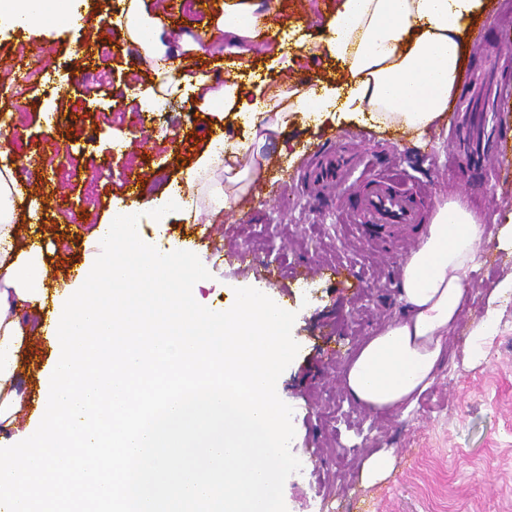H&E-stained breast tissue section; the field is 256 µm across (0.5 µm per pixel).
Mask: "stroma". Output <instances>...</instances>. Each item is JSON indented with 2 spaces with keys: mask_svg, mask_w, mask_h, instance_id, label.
I'll list each match as a JSON object with an SVG mask.
<instances>
[{
  "mask_svg": "<svg viewBox=\"0 0 512 512\" xmlns=\"http://www.w3.org/2000/svg\"><path fill=\"white\" fill-rule=\"evenodd\" d=\"M337 0H281L279 31L290 34L287 60L275 44H250L251 64L269 87L332 82L336 65L312 56L308 45L321 38L322 20ZM164 30L200 44L185 53V74L222 67L224 37L190 13L168 17ZM111 39L112 52L100 51ZM46 52L45 80L18 101L20 119L5 113L18 182H36L38 162L48 142L58 145L51 165L52 187L39 192L43 240L48 248L47 288L61 287L89 260L108 263L111 255L90 232L112 209L136 199L127 172L143 179L144 199L185 192L181 176L211 140L249 139L247 127L221 112L198 111L193 99L167 97L162 117L140 110L135 90L153 85V73L120 30L96 25L0 29V60H19L36 44ZM106 75L87 87L86 70ZM357 145L362 160L340 197L320 200L302 181L315 151ZM264 176L281 180L270 201L249 197L232 215L199 204L205 223L185 221L178 211L158 224L141 217L143 236L161 249L194 253L209 282L204 304L232 308L240 292L261 288L270 304H283L293 354L282 365L271 393L285 422V452L291 463L281 472L277 512H512V293L503 297L491 336L475 340L472 330L484 315L490 291L512 275V255L495 242L478 246L479 265L470 280V297L448 338V352L433 384L404 415L377 414L355 403L343 385V370L365 338L400 315L398 273L407 257L396 241L378 248L364 242L345 220L363 176L390 174L422 186L433 201L455 195L481 212L491 230L512 215V180L492 170L460 181L449 154L448 137L428 131L421 137L376 131L354 123L322 125L295 120L259 150ZM111 167V181L93 183L95 168ZM233 257H226L227 249ZM321 268L306 280L302 270ZM55 352L53 341L29 337L21 354L19 385L28 401L16 427H0V449L18 441L19 430L36 422L42 379ZM387 449L394 469L384 481L363 482L362 464Z\"/></svg>",
  "mask_w": 512,
  "mask_h": 512,
  "instance_id": "35a3bbf8",
  "label": "stroma"
}]
</instances>
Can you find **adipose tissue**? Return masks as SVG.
<instances>
[{
  "mask_svg": "<svg viewBox=\"0 0 512 512\" xmlns=\"http://www.w3.org/2000/svg\"><path fill=\"white\" fill-rule=\"evenodd\" d=\"M489 0H339L325 17L317 54L339 63L340 84L278 87L240 114L253 138L283 132L295 115L401 132L444 123L461 82L471 25ZM278 0H225L215 22L233 58L249 55L270 28ZM77 0H0V28L64 23L85 27ZM123 26L153 70L191 93L205 112L236 110L240 82L213 89L167 62L162 23L127 0ZM248 145L213 141L185 171L189 187L206 189L219 209L237 204L262 174ZM224 182H217V175ZM12 167L0 168V423L24 404L19 353L31 334L51 333L56 353L44 380L40 421L8 457H0V512H276L286 464L274 434L281 417L271 394L291 353L288 315L261 289L239 294L233 312L202 305L203 276L194 256L155 250L133 226L144 211H192L196 195L114 209L96 230L112 249L107 267L82 266L57 292L45 288L37 202ZM27 224L28 249L17 247ZM487 235L467 204L437 203L402 265L404 315L369 336L344 369V385L362 406L407 413L435 379L449 334L468 300L477 245ZM44 320L32 322L38 311ZM261 427L263 464L242 473L235 431L225 416ZM204 440L203 464L182 450Z\"/></svg>",
  "mask_w": 512,
  "mask_h": 512,
  "instance_id": "1",
  "label": "adipose tissue"
}]
</instances>
